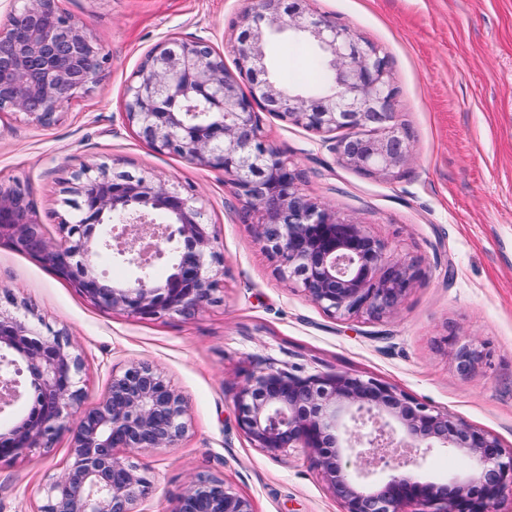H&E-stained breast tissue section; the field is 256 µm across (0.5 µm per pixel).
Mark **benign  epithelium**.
<instances>
[{
  "mask_svg": "<svg viewBox=\"0 0 512 512\" xmlns=\"http://www.w3.org/2000/svg\"><path fill=\"white\" fill-rule=\"evenodd\" d=\"M287 24L324 51L335 77L332 93L310 97L268 77L265 35ZM236 28L235 74L203 38L158 42L128 82L125 124L157 152L223 171L282 278L324 312L392 316L419 271L392 257L363 225L307 195L303 170L263 135L259 116L264 110L302 126L322 137L341 164L394 180L411 135L395 109L387 58L348 27L315 16L310 0H257ZM105 60L101 45L59 0H19L0 26V112L49 125L99 83ZM63 193L73 215L51 241L34 217L29 189L0 183V240L45 262L94 304L134 317L190 316L214 299L221 271L211 266L223 259L203 207L190 197L153 173L116 174L105 163L81 166ZM104 251L136 274L106 279L98 268ZM167 254V275L148 276ZM482 358L464 345L455 354L457 369L469 373ZM83 370L65 331L45 336L0 306V412L22 397L14 375L27 373L34 390L28 409L0 430V460L50 448L56 433L66 431L68 462L46 485L36 512H147L141 505L151 482L131 453L176 446L187 429L185 401L160 368L138 361L113 371L105 397L87 405ZM234 402L253 447L276 460L302 449L342 512H497L512 496V448L376 379L259 367ZM434 449L458 456L463 471L446 479L415 473ZM171 512L254 510L224 481L200 477Z\"/></svg>",
  "mask_w": 512,
  "mask_h": 512,
  "instance_id": "obj_1",
  "label": "benign epithelium"
}]
</instances>
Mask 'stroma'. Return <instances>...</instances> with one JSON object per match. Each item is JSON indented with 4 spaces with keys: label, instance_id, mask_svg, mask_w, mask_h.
Wrapping results in <instances>:
<instances>
[{
    "label": "stroma",
    "instance_id": "1",
    "mask_svg": "<svg viewBox=\"0 0 512 512\" xmlns=\"http://www.w3.org/2000/svg\"><path fill=\"white\" fill-rule=\"evenodd\" d=\"M255 0H60L106 54L105 76L44 126L0 115V182L26 183L46 237L65 216L62 183L79 163L116 159L180 187L205 210L224 257L214 302L195 315L151 319L102 309L47 265L0 242V287L45 328L68 331L85 368L88 403L133 360L161 368L182 394L188 431L173 448L135 457L153 484L147 512H169L189 481L211 476L255 512H341L303 450L275 461L237 424L234 394L256 366L375 378L512 448V0H311L314 12L376 45L390 63L396 109L412 137L399 178L336 162L320 136L275 114L264 134L305 171L307 195L364 225L420 277L397 313L332 317L283 281L223 171L152 149L121 124L125 86L166 37H202L235 71V24ZM319 45L297 29L266 36L272 81L305 92ZM485 357L469 374L454 354ZM70 438L0 461V512H35L63 470Z\"/></svg>",
    "mask_w": 512,
    "mask_h": 512
}]
</instances>
